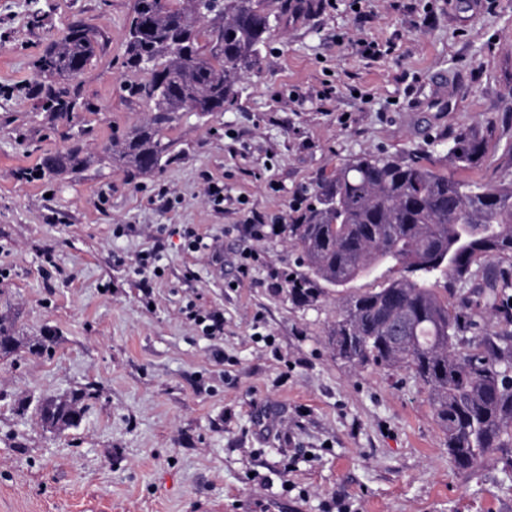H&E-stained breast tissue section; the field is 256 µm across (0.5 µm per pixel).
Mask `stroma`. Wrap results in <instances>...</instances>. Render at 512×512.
<instances>
[{"label": "stroma", "mask_w": 512, "mask_h": 512, "mask_svg": "<svg viewBox=\"0 0 512 512\" xmlns=\"http://www.w3.org/2000/svg\"><path fill=\"white\" fill-rule=\"evenodd\" d=\"M133 4L0 0V318L56 336L0 358V512H512V447L456 469L410 372L339 359L340 292L293 302L295 247L247 229L360 155L461 178L448 150L473 127L493 129L475 177L511 180L512 0H294L236 102L184 114L149 174L106 157L149 115L122 91ZM74 24L101 48L78 80L95 109L68 121L44 109L39 63ZM76 141L81 164L45 170ZM188 228L210 250L187 251ZM148 250L162 277L130 267ZM189 304L221 311L223 336ZM92 385L78 427L42 426L43 399ZM187 318L201 329L204 336H220L224 334V317L219 311H201L193 305L186 307Z\"/></svg>", "instance_id": "35a3bbf8"}]
</instances>
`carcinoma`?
<instances>
[{"instance_id": "obj_1", "label": "carcinoma", "mask_w": 512, "mask_h": 512, "mask_svg": "<svg viewBox=\"0 0 512 512\" xmlns=\"http://www.w3.org/2000/svg\"><path fill=\"white\" fill-rule=\"evenodd\" d=\"M273 0H135L123 67L138 75L127 96L152 115L116 140L112 160L153 172L169 158L166 132L182 113L224 111L238 97L237 82L260 67L262 48L283 12ZM97 33L69 27L45 56L46 78H75L92 62ZM47 106L69 115L88 109L74 92L47 87ZM492 129L463 130L449 150L463 171L482 165ZM304 272L288 279L292 296L316 300L323 287L343 288L380 269L400 276L381 288L344 298L329 333L336 356L358 367H405L427 392L433 415L460 470L512 447V180L491 184L456 179L423 160L367 155L321 180L290 223ZM478 289L483 306L504 328L481 327L475 315L436 291L442 279ZM20 337L0 320V356L15 353ZM96 391L44 400V427H76Z\"/></svg>"}]
</instances>
